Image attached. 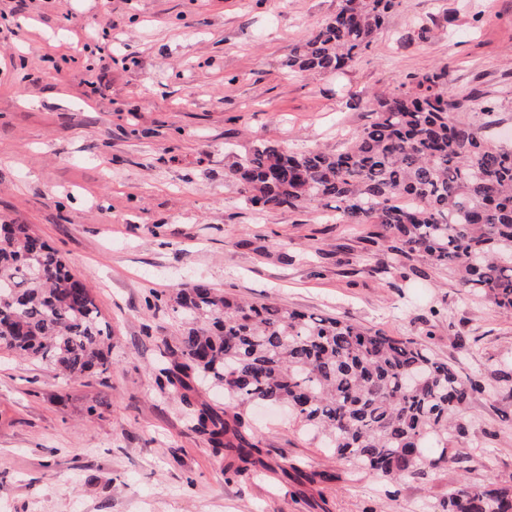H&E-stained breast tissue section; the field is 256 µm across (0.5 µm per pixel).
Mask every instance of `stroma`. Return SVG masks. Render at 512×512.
Here are the masks:
<instances>
[{
  "instance_id": "1",
  "label": "stroma",
  "mask_w": 512,
  "mask_h": 512,
  "mask_svg": "<svg viewBox=\"0 0 512 512\" xmlns=\"http://www.w3.org/2000/svg\"><path fill=\"white\" fill-rule=\"evenodd\" d=\"M338 5L0 0V220L31 225L112 327L101 376L0 351V512H439L451 488L512 476L499 436L512 318L445 270L398 282L393 254L317 205L254 212L228 175L262 141L341 147L371 121L373 95L440 67L494 103L490 135L512 142V0H399L345 73L285 74L281 61ZM102 30L111 53L84 50ZM196 280L423 341L479 376L467 468L386 485L261 408L252 431L267 464L336 479L238 475L153 375L182 331L164 299Z\"/></svg>"
}]
</instances>
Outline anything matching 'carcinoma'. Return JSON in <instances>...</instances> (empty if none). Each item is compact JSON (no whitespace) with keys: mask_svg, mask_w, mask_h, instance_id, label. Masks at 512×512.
<instances>
[{"mask_svg":"<svg viewBox=\"0 0 512 512\" xmlns=\"http://www.w3.org/2000/svg\"><path fill=\"white\" fill-rule=\"evenodd\" d=\"M396 0H341L282 62L288 73L342 74L376 44ZM372 122L336 151L295 152L261 142L233 167L245 201L260 210L330 204L336 220L375 226L367 242L399 258L406 280L419 264L446 269L468 294L512 316V146L481 134L488 107L448 86L438 68L369 101ZM472 111V120L454 112ZM0 351L46 362L68 377L110 370L112 330L92 290L28 224L0 223ZM185 319L156 383L193 406V384L224 387V409L195 407V432L250 471L261 463L247 435L259 403L295 410L336 458L398 484L469 461L454 447L462 412L481 392L476 376L429 347L340 317L319 318L275 302H247L204 282L180 289ZM442 512H512V481L463 484Z\"/></svg>","mask_w":512,"mask_h":512,"instance_id":"obj_1","label":"carcinoma"}]
</instances>
